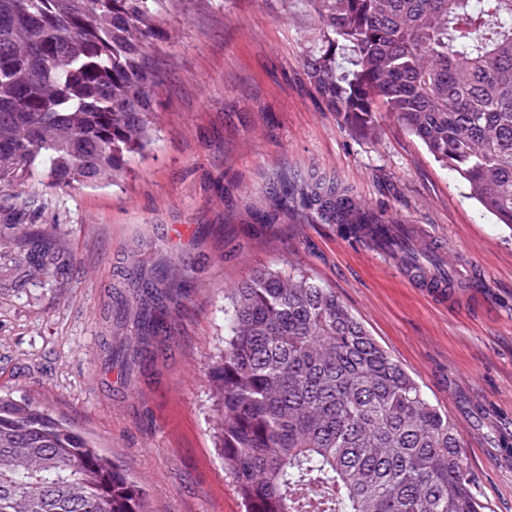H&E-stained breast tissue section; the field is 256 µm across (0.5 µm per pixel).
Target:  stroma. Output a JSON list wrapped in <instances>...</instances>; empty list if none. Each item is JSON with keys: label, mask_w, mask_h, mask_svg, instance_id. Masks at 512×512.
I'll return each mask as SVG.
<instances>
[{"label": "stroma", "mask_w": 512, "mask_h": 512, "mask_svg": "<svg viewBox=\"0 0 512 512\" xmlns=\"http://www.w3.org/2000/svg\"><path fill=\"white\" fill-rule=\"evenodd\" d=\"M156 49V141L118 186L0 190V395L49 410L146 493L147 512H242L214 448L208 371L224 293L263 265L301 267L461 427L485 512H512V229L390 114L376 136L315 92L309 0H178ZM348 189L480 273L481 302L448 308L340 225L285 214L282 179ZM32 225L64 266L49 276L12 237ZM164 277V331L135 335L116 299ZM125 348L124 363L111 352Z\"/></svg>", "instance_id": "35a3bbf8"}]
</instances>
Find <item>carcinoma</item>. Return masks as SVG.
Segmentation results:
<instances>
[{"label":"carcinoma","instance_id":"1","mask_svg":"<svg viewBox=\"0 0 512 512\" xmlns=\"http://www.w3.org/2000/svg\"><path fill=\"white\" fill-rule=\"evenodd\" d=\"M176 0H0V188L120 184L152 142ZM314 89L370 134L387 112L512 227V0H309ZM352 52V69L337 63ZM285 206L387 224L344 188L282 187ZM224 306L210 371L215 449L245 512H481L460 426L328 288L262 267ZM143 308L139 334L167 328ZM0 512H146L144 495L48 411L0 397Z\"/></svg>","mask_w":512,"mask_h":512}]
</instances>
